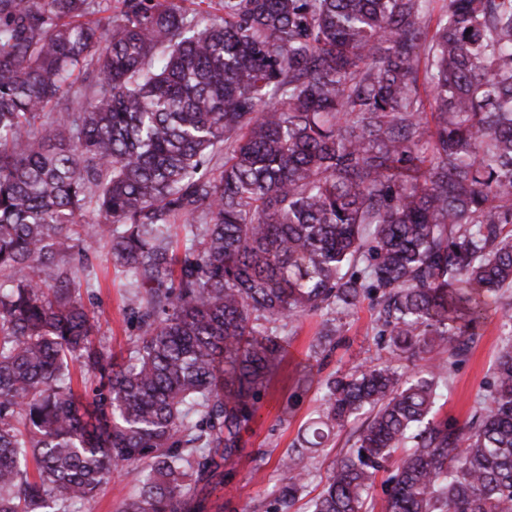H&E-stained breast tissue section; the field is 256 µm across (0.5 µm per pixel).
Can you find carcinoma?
I'll return each instance as SVG.
<instances>
[{
  "mask_svg": "<svg viewBox=\"0 0 512 512\" xmlns=\"http://www.w3.org/2000/svg\"><path fill=\"white\" fill-rule=\"evenodd\" d=\"M109 2L0 0V512L114 470L119 512H203L281 331L365 297L389 357L327 380L265 512L362 416L311 512H374L381 472V512H512V335L480 414L436 411L512 287V0ZM104 232L121 359L82 297Z\"/></svg>",
  "mask_w": 512,
  "mask_h": 512,
  "instance_id": "obj_1",
  "label": "carcinoma"
}]
</instances>
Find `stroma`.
<instances>
[{
    "mask_svg": "<svg viewBox=\"0 0 512 512\" xmlns=\"http://www.w3.org/2000/svg\"><path fill=\"white\" fill-rule=\"evenodd\" d=\"M83 301L101 319L104 345L115 353L126 351L134 330L123 311L119 282L103 280L84 294ZM376 316L377 306L370 298L357 309L338 315L340 345L322 364L312 351L322 328V314L302 318L287 328L283 363L262 395L244 435L245 449L234 464V476L229 482L204 489L205 512H262L279 482L278 459L286 449L297 446L305 424L315 414L323 384L335 371L347 370L360 359L380 356L374 341L378 331ZM511 331L512 288H505L486 297L479 334L448 373L441 415L462 424L480 412L493 365L504 337ZM259 451L266 458L257 467L252 457ZM133 492L128 479L116 473L94 499L69 504L67 510L119 512Z\"/></svg>",
    "mask_w": 512,
    "mask_h": 512,
    "instance_id": "1",
    "label": "stroma"
}]
</instances>
